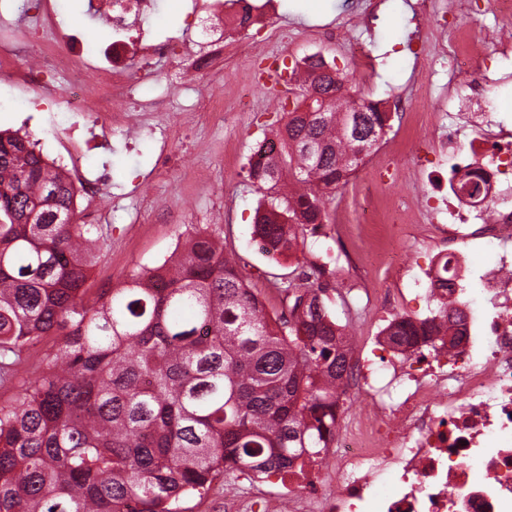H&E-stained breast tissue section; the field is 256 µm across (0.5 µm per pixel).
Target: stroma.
<instances>
[{
  "label": "stroma",
  "mask_w": 512,
  "mask_h": 512,
  "mask_svg": "<svg viewBox=\"0 0 512 512\" xmlns=\"http://www.w3.org/2000/svg\"><path fill=\"white\" fill-rule=\"evenodd\" d=\"M416 0H277L278 11L271 26L253 29L239 40L224 68L227 106H234L231 94L241 74L255 69L262 57L276 58L288 66L293 55L314 41L319 25L348 26L352 15L372 8L376 18L371 26L353 28L356 40L379 61L376 76L362 80L354 73L348 45L325 44L339 67L348 69L350 84L376 99L403 95L412 99L422 95L441 96L450 72L440 61H433L421 75L413 73V56L407 45L419 42L434 50L443 40L439 30L447 21L435 17L419 20L413 6ZM66 20L78 36L105 49L112 31L101 20H90L85 0H64ZM350 26V25H349ZM171 64L154 62L157 81L138 85L135 97L146 102L166 95L162 112H144L145 129L113 127L106 140L90 133L92 117L62 112L52 106L42 112L14 108L0 112V129L29 135L48 159L62 160L65 166H78L88 179H100V194L95 202H80L76 220L86 223L91 205L104 207L109 218L99 232L104 245L91 275V288L102 292L124 285L134 271L154 267L164 261L175 246L200 231H212L224 241L226 251L235 253L252 288L259 293L270 315L280 314L278 289L295 275L299 262L326 266L329 290L326 303L340 322L353 333L371 318L372 309L357 295L348 271L350 254L370 249H385L391 244L383 224H353L343 239L305 233V248L300 259L265 253L252 235V216L258 196L245 178V164L254 143L265 133L283 126L284 112L276 110L269 93L252 99L246 111L236 113L233 122L217 121L200 108L202 93L197 85L170 90L165 76ZM396 160L402 184L394 195L379 197L378 208L393 200L413 206L426 203L435 187L448 174V158L435 152L425 130L391 127L375 153L350 176L328 204L331 215L359 209L360 183L377 167ZM181 213L180 223L167 220L168 210ZM232 488L243 498L262 499L282 492L277 476L264 482L240 478H220L208 490L188 499L186 512H224V490Z\"/></svg>",
  "instance_id": "35a3bbf8"
}]
</instances>
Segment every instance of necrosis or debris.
I'll list each match as a JSON object with an SVG mask.
<instances>
[{
    "mask_svg": "<svg viewBox=\"0 0 512 512\" xmlns=\"http://www.w3.org/2000/svg\"><path fill=\"white\" fill-rule=\"evenodd\" d=\"M112 30L110 53L81 60L77 37L59 20L56 0H40L28 17L39 31L0 24V69L28 89L27 104L64 103L71 112H104L102 129L125 125L134 80L155 59L172 57L179 41L133 33L131 20L152 15L157 0H89ZM456 19L495 15L477 36L460 34L442 50L465 82L449 81L442 97L473 133L468 147L435 122L430 102L375 100L376 110L415 112L450 150L448 203L391 221L396 240L407 226L424 247L438 250L428 264L398 254L400 278L375 289L377 315L352 354L336 388L334 451L304 458L288 473V493L265 512H512V131L494 121L484 103L500 60L512 57V0H451ZM275 13L273 0H188L187 64L182 75L211 80L224 71L232 43ZM27 58L16 66L17 58ZM63 73L67 86L51 82ZM492 250L481 266L471 256ZM477 292H470V282ZM456 325L455 343L417 337L395 346L402 323Z\"/></svg>",
    "mask_w": 512,
    "mask_h": 512,
    "instance_id": "1",
    "label": "necrosis or debris"
}]
</instances>
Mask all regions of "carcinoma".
<instances>
[{
  "label": "carcinoma",
  "mask_w": 512,
  "mask_h": 512,
  "mask_svg": "<svg viewBox=\"0 0 512 512\" xmlns=\"http://www.w3.org/2000/svg\"><path fill=\"white\" fill-rule=\"evenodd\" d=\"M325 83L324 112H290L278 148L257 141L252 234L269 254L303 250L296 229L330 222L329 197L376 150L389 118ZM76 189L0 131V384L26 348L60 341L0 401V512H181L221 475L286 472L331 448L348 349L324 287L300 271L271 317L220 238L197 234L163 263L88 299L102 249L74 222Z\"/></svg>",
  "instance_id": "1"
}]
</instances>
